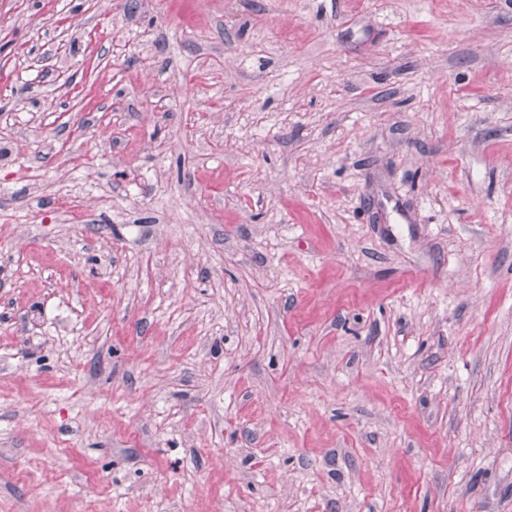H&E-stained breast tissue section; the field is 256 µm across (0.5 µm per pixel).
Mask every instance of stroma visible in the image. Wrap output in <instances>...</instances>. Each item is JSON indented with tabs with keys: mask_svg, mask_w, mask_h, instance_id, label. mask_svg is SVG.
I'll return each instance as SVG.
<instances>
[{
	"mask_svg": "<svg viewBox=\"0 0 512 512\" xmlns=\"http://www.w3.org/2000/svg\"><path fill=\"white\" fill-rule=\"evenodd\" d=\"M0 0V512H512V0Z\"/></svg>",
	"mask_w": 512,
	"mask_h": 512,
	"instance_id": "stroma-1",
	"label": "stroma"
}]
</instances>
